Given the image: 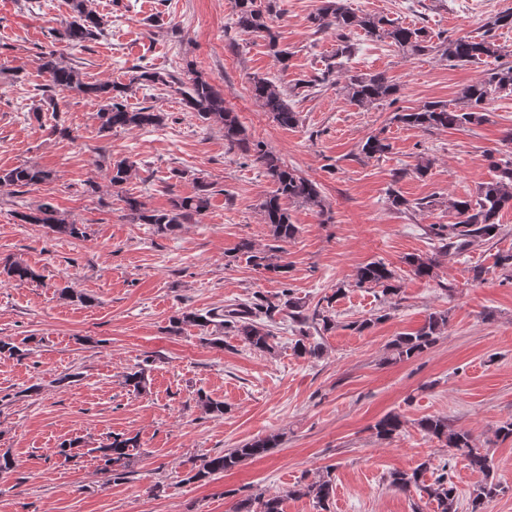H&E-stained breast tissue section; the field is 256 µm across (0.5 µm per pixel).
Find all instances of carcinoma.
Returning <instances> with one entry per match:
<instances>
[{
	"mask_svg": "<svg viewBox=\"0 0 512 512\" xmlns=\"http://www.w3.org/2000/svg\"><path fill=\"white\" fill-rule=\"evenodd\" d=\"M70 20L61 29L53 31V38L59 43L75 46L96 41L104 36L103 18L92 8V0H68ZM236 27L244 32L258 33L268 39V46L278 59L284 61L288 52L277 48V37L267 21L266 14L255 8L254 0H236ZM315 32L333 31L338 47L336 57L343 58L351 53L349 36L357 31L373 42H388L399 50L411 55L422 56L436 53L442 60L456 65L479 63L488 58H498L503 48L495 40V31L512 28V8L495 13L483 23V33L477 37H445L433 45L427 40L423 29H412L400 25L380 14H357L348 0H322L317 12L310 17ZM41 70L48 74L47 89L51 92L74 90L88 97L104 102L98 112L99 130L109 133L114 128L128 130L159 127L165 117L148 106L130 110L122 103L127 96L129 85L112 81L85 82L76 68L66 64L55 50L40 52ZM328 66L321 75L303 82V87L312 92L330 83L335 68ZM252 97L273 120L282 127H293L299 122V113L294 110L292 93L265 77L250 79ZM344 90L354 104L368 107L389 100L399 91L395 84L382 73H360L346 76ZM184 105L199 120L216 123L224 132L227 150L261 166L265 176L274 185V190L261 203L265 223L269 224L274 245L269 252L253 248L248 240L238 244L237 251L246 257V262L256 270L273 272L286 277L288 264L277 261V252L283 251V244L294 239L297 225L292 223L288 210L290 204H308L319 208V214H327L317 184L288 166L277 153L264 148L261 142L249 138L238 116L224 106V94L212 82L197 76L190 82H178L176 88ZM512 93V65L489 69L485 74L465 85L457 93L453 102L428 101L421 107L407 112L394 113L393 120L405 126L424 131H441L448 128H464L480 125L487 121L486 105L501 94ZM390 150L386 138L372 134L360 145L359 154L366 159L379 158ZM494 177L478 188L475 198L457 200L452 207L458 215L453 224H435L434 237L446 249L462 250L472 241H489L500 230V212L512 206V156L491 162ZM136 165L127 159L109 164L105 178L111 187L126 184L135 174ZM54 180L52 171L36 164H23L11 169L0 170V185L19 189L46 185ZM214 194L212 184L200 180L189 196L172 195L169 206L163 210L151 209L133 195H124L123 211L132 224H148L160 236L172 235L185 224H192L195 217L203 214L210 206ZM24 224H42L52 233L83 240L87 238V227L74 220L62 217L54 205L48 201L28 207L17 213ZM407 263L414 274L421 278L434 277V261L421 256H410ZM25 282L38 278V274L27 264L7 259L0 263V279ZM396 271L381 261L369 262L358 268L356 286L359 288H379L383 296H395L400 292ZM60 298L71 303L89 305L93 298L68 286L58 288ZM286 315L298 326V339L293 344V353L298 357L318 358L322 346L308 342L310 330L329 331L335 327L329 309L315 306L306 308V302L294 296L290 288L265 296L256 294L247 302L233 303L220 310L211 309L204 313L183 311L169 320L168 331L182 333L188 327L200 331L201 339L209 344L221 345L224 335L233 334L249 347L271 353L276 348V336L271 323L277 314ZM448 327V313L432 312L423 326L414 332L395 337L389 344L390 360L401 362L419 356L433 347ZM124 384L137 393L147 388L146 368L137 365L124 374ZM198 404L211 415H224V402L207 395L198 394ZM403 422L397 414H387L378 420L373 429L380 440H389L397 435ZM420 429L436 439L448 449V462L433 466L425 460L410 469H394L387 473L385 481L391 488L408 492L418 490L428 503L435 505L434 512H458V499L454 486L448 480L451 463H462L464 467L483 475V481L469 495V512H489V506L499 495L506 492L503 484L493 476L492 460L472 443L469 433L454 427L448 418L433 416L419 422ZM280 436L271 435L253 439L238 448H230L223 453L205 456L201 463L192 469L191 480H206L211 476L228 471L240 463L262 456L279 446ZM140 447L139 437L126 433H115L107 442L90 449L100 462V471L112 482H120L131 473L135 450ZM436 473L431 483H426L427 473ZM333 493L331 471L315 480H300L288 491V496L307 498L319 512H330L329 501ZM257 512H284L283 496L270 494L257 498Z\"/></svg>",
	"mask_w": 512,
	"mask_h": 512,
	"instance_id": "1",
	"label": "carcinoma"
}]
</instances>
